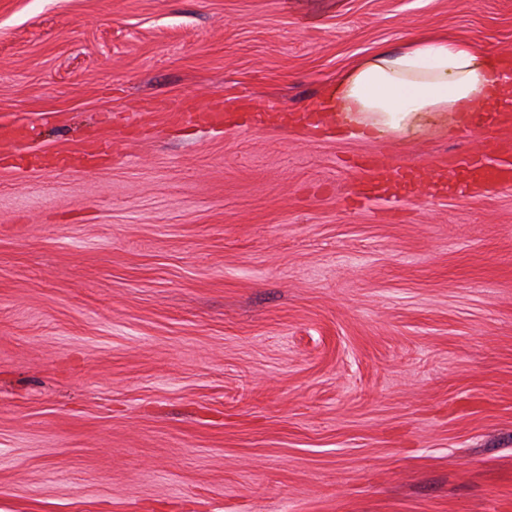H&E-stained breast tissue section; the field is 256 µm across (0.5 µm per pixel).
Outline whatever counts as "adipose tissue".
<instances>
[{
  "instance_id": "obj_1",
  "label": "adipose tissue",
  "mask_w": 512,
  "mask_h": 512,
  "mask_svg": "<svg viewBox=\"0 0 512 512\" xmlns=\"http://www.w3.org/2000/svg\"><path fill=\"white\" fill-rule=\"evenodd\" d=\"M314 108L335 113L359 137L374 130L405 134L428 113L449 112L478 125L488 114L512 112V77L495 55L421 36L356 63Z\"/></svg>"
}]
</instances>
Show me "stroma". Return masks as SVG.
<instances>
[{
	"mask_svg": "<svg viewBox=\"0 0 512 512\" xmlns=\"http://www.w3.org/2000/svg\"><path fill=\"white\" fill-rule=\"evenodd\" d=\"M423 33L512 49V0H0V512H512V192L341 204L478 133L153 107L304 112ZM246 97L243 95L242 98H229L218 94L212 99L210 107L203 112H200L188 100L174 106L158 103L156 107L166 112V117L177 125H197L205 121L213 127L224 126L225 129H241L249 125L262 124L258 123L261 121V111H255L254 104ZM238 112L242 113L235 114ZM237 120H242V122Z\"/></svg>",
	"mask_w": 512,
	"mask_h": 512,
	"instance_id": "1",
	"label": "stroma"
}]
</instances>
